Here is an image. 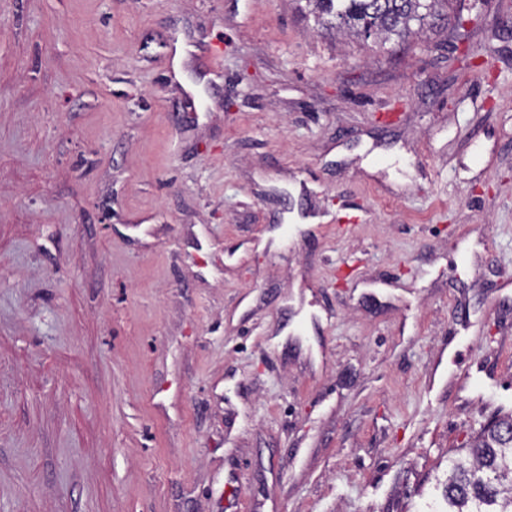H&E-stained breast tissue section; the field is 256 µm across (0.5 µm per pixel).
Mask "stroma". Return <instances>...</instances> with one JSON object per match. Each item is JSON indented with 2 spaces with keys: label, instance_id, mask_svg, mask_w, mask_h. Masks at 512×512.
Segmentation results:
<instances>
[{
  "label": "stroma",
  "instance_id": "35a3bbf8",
  "mask_svg": "<svg viewBox=\"0 0 512 512\" xmlns=\"http://www.w3.org/2000/svg\"><path fill=\"white\" fill-rule=\"evenodd\" d=\"M446 11L0 0V512H448L512 415V0ZM449 0H305L306 6H313L318 23L336 29V12L341 21L337 28L348 34L368 40L386 42L397 39L410 42L425 25L434 26L448 18L439 11L442 3ZM417 22L415 31L412 23Z\"/></svg>",
  "mask_w": 512,
  "mask_h": 512
}]
</instances>
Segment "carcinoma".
Here are the masks:
<instances>
[{
  "mask_svg": "<svg viewBox=\"0 0 512 512\" xmlns=\"http://www.w3.org/2000/svg\"><path fill=\"white\" fill-rule=\"evenodd\" d=\"M448 0H305L317 21L360 37L410 42L419 27L448 18ZM445 497L449 512H512V415L483 428L467 460H452Z\"/></svg>",
  "mask_w": 512,
  "mask_h": 512,
  "instance_id": "1",
  "label": "carcinoma"
}]
</instances>
